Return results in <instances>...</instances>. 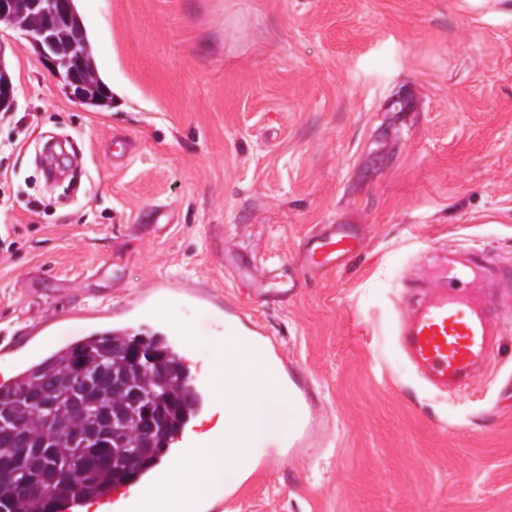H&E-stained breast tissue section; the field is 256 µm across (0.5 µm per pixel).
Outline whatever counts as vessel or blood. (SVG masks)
Segmentation results:
<instances>
[{
    "label": "vessel or blood",
    "mask_w": 512,
    "mask_h": 512,
    "mask_svg": "<svg viewBox=\"0 0 512 512\" xmlns=\"http://www.w3.org/2000/svg\"><path fill=\"white\" fill-rule=\"evenodd\" d=\"M357 241L345 228L329 227L310 237L302 263L307 271L327 272L337 260L353 253ZM296 286L252 288L251 303L279 304L296 296ZM498 294L475 288L468 271L437 265L430 285H418L394 325L397 345L417 375L436 390L466 391L488 361L498 334ZM224 319L241 325L242 338L260 348L274 367L280 390L288 399L291 426L280 442L289 454L322 445L328 422L310 379L288 361L276 338L247 314L239 298H225Z\"/></svg>",
    "instance_id": "vessel-or-blood-1"
}]
</instances>
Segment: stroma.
I'll return each mask as SVG.
<instances>
[{"mask_svg":"<svg viewBox=\"0 0 512 512\" xmlns=\"http://www.w3.org/2000/svg\"><path fill=\"white\" fill-rule=\"evenodd\" d=\"M111 104L81 103L0 23L15 105L0 118V381L114 327L153 282L251 306L333 426L235 512H512V310L467 393L427 388L391 332L414 277L472 255L512 266V0H75ZM132 146L123 163L112 142ZM330 224L360 250L304 272ZM162 332L197 386L224 313L169 296ZM187 325L197 343L177 329ZM248 298L252 304L269 305L279 304L292 299L299 289L294 283L288 282V288H246Z\"/></svg>","mask_w":512,"mask_h":512,"instance_id":"35a3bbf8","label":"stroma"}]
</instances>
